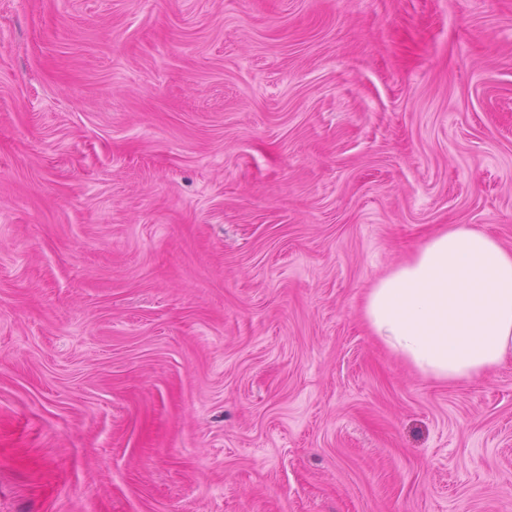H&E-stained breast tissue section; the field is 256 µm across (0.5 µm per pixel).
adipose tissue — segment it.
<instances>
[{
	"instance_id": "ef3b65f1",
	"label": "adipose tissue",
	"mask_w": 512,
	"mask_h": 512,
	"mask_svg": "<svg viewBox=\"0 0 512 512\" xmlns=\"http://www.w3.org/2000/svg\"><path fill=\"white\" fill-rule=\"evenodd\" d=\"M373 336L422 376L469 382L512 362V250L452 224L370 288Z\"/></svg>"
}]
</instances>
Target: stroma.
<instances>
[{"label": "stroma", "mask_w": 512, "mask_h": 512, "mask_svg": "<svg viewBox=\"0 0 512 512\" xmlns=\"http://www.w3.org/2000/svg\"><path fill=\"white\" fill-rule=\"evenodd\" d=\"M512 249V0H0V512H512V365L367 293ZM373 336L422 376L469 382L512 362V250L452 224L370 288Z\"/></svg>", "instance_id": "35a3bbf8"}]
</instances>
